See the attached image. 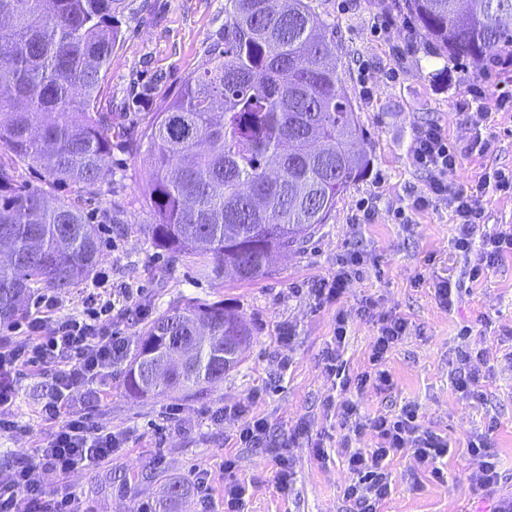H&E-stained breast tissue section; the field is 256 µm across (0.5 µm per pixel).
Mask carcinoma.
<instances>
[{"instance_id":"carcinoma-1","label":"carcinoma","mask_w":512,"mask_h":512,"mask_svg":"<svg viewBox=\"0 0 512 512\" xmlns=\"http://www.w3.org/2000/svg\"><path fill=\"white\" fill-rule=\"evenodd\" d=\"M432 53L453 62L512 52V0H405ZM131 0H0V145L55 182L94 187L112 171L98 98ZM224 50L153 113L151 243L201 265L215 285L263 276L312 236L369 164L339 64L336 23L312 0H224ZM0 322L45 288L98 266L100 225L51 206L0 162ZM224 302L189 301L136 340L125 390L190 392L224 378L250 343Z\"/></svg>"}]
</instances>
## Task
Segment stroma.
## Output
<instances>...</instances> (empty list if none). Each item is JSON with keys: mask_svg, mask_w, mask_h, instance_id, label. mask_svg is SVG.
Listing matches in <instances>:
<instances>
[{"mask_svg": "<svg viewBox=\"0 0 512 512\" xmlns=\"http://www.w3.org/2000/svg\"><path fill=\"white\" fill-rule=\"evenodd\" d=\"M138 12L120 20L116 44L99 96V110L112 121V154L105 164L108 182L76 189L49 182L37 168L15 159L0 146V162L9 164L16 183L44 191L49 202H73L94 217L120 209L123 223L102 235L99 272L108 282L103 299L123 288L137 292L147 316L115 307L103 323L128 341H135L153 318L188 301H223L252 330L238 368L194 396L180 392L137 398L124 388L127 364L112 369L103 399L88 402L84 388L74 392V410L99 425L125 434L126 447L111 460L59 477L38 469L35 481L49 490H70L80 512H225L224 486L243 489L242 512H352L343 497L348 479L340 441L343 430L326 403L339 399L324 369L322 356L333 338L337 311H344L351 328L343 350L349 371L363 368L376 334L372 322L360 318L362 297H373L381 312L408 319L414 333L393 349L385 361L394 385L377 393L356 395L361 413L396 409L412 401L420 408L422 428L448 440L451 449L443 464L444 481L423 476L420 489L410 486L411 450L390 464L393 492L380 512H495L500 498L512 496V259L504 258L486 279L469 286L453 308L440 305L434 284L439 277L458 275L461 259L452 239L450 212L427 210L413 214L403 226L394 222L393 204H408L410 189L423 187L425 172L415 168L411 143L417 128L441 126L449 140L465 146L472 130L455 109L457 99L472 86L488 99L512 91V76L479 64H454L432 55L425 42L414 53L392 60L387 42L372 33V18L381 0H313L323 17L336 23L344 86L358 108L365 137L357 149L370 158L367 174L341 197L327 224L293 251L273 258L269 270L250 283L225 282L215 287L198 268L155 248L147 235L152 221L148 206V155L141 134L162 100L176 97L185 80L224 47V0H134ZM373 73L375 94H359L357 71ZM397 66L400 78L390 83L386 70ZM485 134L492 141L486 156H465L456 175L468 184L487 167L512 170V112H491ZM375 209L369 224L353 222L361 203ZM348 249L368 258L363 278L348 288L339 303L314 307L310 285L334 273L336 259ZM472 327L473 348L483 350L476 367L483 376L484 402L456 392L449 372L463 327ZM291 328L289 344L280 343L282 328ZM51 389V378L35 374L23 379L12 417L28 428L24 434H0V481L32 456L52 423L36 410ZM251 406L268 422L266 444H240V418L223 416V409ZM488 432V443L499 461L500 484L487 492L470 487L466 474L471 433ZM333 441L326 459H317L318 437ZM237 460L225 471L224 456ZM289 458L294 481L288 493L275 483L276 456ZM207 487L198 489L197 476ZM185 487L183 498H162L166 483Z\"/></svg>", "mask_w": 512, "mask_h": 512, "instance_id": "obj_1", "label": "stroma"}]
</instances>
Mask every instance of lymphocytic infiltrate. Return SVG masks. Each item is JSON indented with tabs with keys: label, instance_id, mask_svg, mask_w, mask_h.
I'll return each instance as SVG.
<instances>
[{
	"label": "lymphocytic infiltrate",
	"instance_id": "1",
	"mask_svg": "<svg viewBox=\"0 0 512 512\" xmlns=\"http://www.w3.org/2000/svg\"><path fill=\"white\" fill-rule=\"evenodd\" d=\"M470 98L458 109L473 130V136L464 150H457L448 141L444 130L437 125L418 129L413 137L411 153L415 166L429 175L424 188L410 193L408 207H395L393 214L400 223H410L411 212H422L440 207L451 211L456 235L454 249L464 262L459 278H444L436 282L435 294L440 303L453 307L464 282L480 281L489 270L498 265L505 255L512 254V226L484 232L482 201L491 193L512 195V171L494 169L484 172L469 186L458 185L454 176L461 165L462 155H484L490 148L481 128L490 110L512 112V100L498 98L488 101L480 86H473ZM367 258L362 253L349 251L336 261L333 275L315 281L309 295L318 302H330L341 297L347 286L363 276ZM59 301L49 294L39 295L34 314L26 319L27 336L24 342L0 347V431L23 432V425L10 419L22 379L33 373L49 375L52 389L40 404L43 420L53 423V430L42 440L36 453L14 470L9 481L0 482V512H76V496L70 491H47L32 481L34 470L42 468L62 476L76 469H86L108 461L113 451L126 441L124 435L110 428L96 425L87 415L72 411L75 386H87L94 398H103L108 376L114 365L127 354L128 342L101 319L109 314L111 306L88 295L84 317H59L55 311ZM372 298H363L358 313L375 318L378 334L364 370L350 373L342 359L348 336V320L337 315L333 341L325 351V369L337 380L341 391L362 392L367 386L385 389L392 383L382 362L406 336L409 321L397 314H378ZM483 351L461 342L455 353V366L450 372L454 389L463 397L483 401L485 394L479 387L480 374L476 360ZM339 415L349 432L359 435L372 431L376 448H344L343 454L350 475L344 496L353 501L358 512H378L382 502L391 493L387 469L391 456L402 449H411L415 466L441 477L440 459L448 454V444L437 434L422 429L418 422V408L408 403L399 410H382L374 416H360L353 401H343ZM467 450L472 463L467 479L478 490L494 487L500 480L498 463L490 453L485 434L469 438Z\"/></svg>",
	"mask_w": 512,
	"mask_h": 512
}]
</instances>
